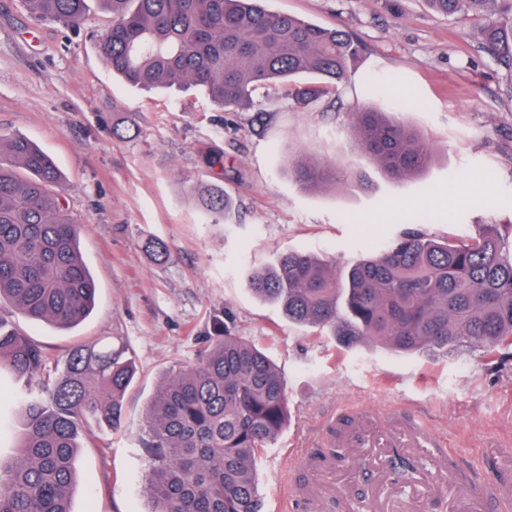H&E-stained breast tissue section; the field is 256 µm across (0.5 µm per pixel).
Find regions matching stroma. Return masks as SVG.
Wrapping results in <instances>:
<instances>
[{
  "instance_id": "obj_1",
  "label": "stroma",
  "mask_w": 512,
  "mask_h": 512,
  "mask_svg": "<svg viewBox=\"0 0 512 512\" xmlns=\"http://www.w3.org/2000/svg\"><path fill=\"white\" fill-rule=\"evenodd\" d=\"M265 6L352 35L361 51L338 97L309 101L261 86L223 112L193 86L142 91L100 53L108 10L92 5L75 34L33 21L21 0H0V135L26 136L54 160L97 288L93 312L75 327L18 312L10 320L46 349L50 368H63L77 346L117 341L137 368L122 428L85 426L71 512H152L147 407L172 371L201 358L220 323L263 348L288 386L290 420L257 455L263 512L298 484L294 456L330 447L326 422L348 408L409 411L477 482L488 474L487 449L512 455V353L344 350L289 323L248 281L290 249L343 268L416 223L460 239L480 224H512V71L486 47L487 17L460 21L427 0ZM383 96L435 151L432 166L405 183L385 177L349 131L352 112ZM300 154L347 169L352 185L302 192L288 178V159ZM212 183L231 199L215 221L195 192ZM342 212L351 223L339 222ZM151 240L170 259H155Z\"/></svg>"
}]
</instances>
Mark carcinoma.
<instances>
[{"label":"carcinoma","mask_w":512,"mask_h":512,"mask_svg":"<svg viewBox=\"0 0 512 512\" xmlns=\"http://www.w3.org/2000/svg\"><path fill=\"white\" fill-rule=\"evenodd\" d=\"M92 0H23L37 22L82 29ZM112 13L100 49L112 73L134 87L200 88L219 110L249 99L259 84L313 78L295 94H336L359 46L343 29H325L266 9L264 0H98ZM464 20L497 11L508 20L486 31L488 47L512 71V0H428ZM359 150L395 182L433 162L424 134L377 105L352 113ZM303 192L350 183L334 164L288 159ZM52 159L22 136L0 137V372L19 390L13 405L15 454L0 456V512H71L80 432L89 419L120 425L121 400L136 371L125 347L74 350L51 378L44 348L1 311L59 327L82 321L95 281L78 255L80 225L62 203ZM202 205L227 206L210 188ZM252 290L288 320L328 329L348 349L381 343L402 354L493 355L512 348V226L481 224L463 241L436 238L414 224L345 270L303 251L251 277ZM288 420V392L275 364L253 342L224 329L201 360L180 367L148 406L143 445L154 512H262L256 454Z\"/></svg>","instance_id":"cac0c4a2"}]
</instances>
